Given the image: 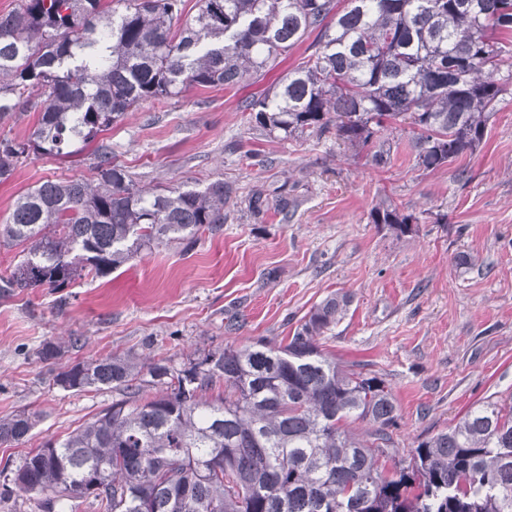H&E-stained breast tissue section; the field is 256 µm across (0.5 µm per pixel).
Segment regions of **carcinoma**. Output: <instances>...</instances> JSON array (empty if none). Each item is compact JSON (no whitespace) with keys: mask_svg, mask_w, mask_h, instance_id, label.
I'll return each instance as SVG.
<instances>
[{"mask_svg":"<svg viewBox=\"0 0 512 512\" xmlns=\"http://www.w3.org/2000/svg\"><path fill=\"white\" fill-rule=\"evenodd\" d=\"M21 0L0 16V119L33 110L19 141L0 133V182L29 154L69 158L90 143L92 177L47 180L20 195L0 240L22 258L0 292L61 290L106 277L145 250L192 244L224 227L230 190L147 189L99 135L142 103L188 86L228 87L323 30L322 51L288 73L252 118L283 138L333 129L381 164L382 134L410 122L416 166L433 171L477 151L512 71V0ZM270 206L263 193L249 207ZM372 223L397 237L413 218L377 205ZM350 297L315 306L286 344H227L179 366L110 355L56 375L65 389L107 386L115 399L64 440L16 466L10 490L70 499L97 512H512V397L486 401L418 444L392 474L399 407L386 380L324 352ZM371 425L357 439L347 421ZM35 416H0V443Z\"/></svg>","mask_w":512,"mask_h":512,"instance_id":"carcinoma-1","label":"carcinoma"}]
</instances>
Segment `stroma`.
I'll use <instances>...</instances> for the list:
<instances>
[{
  "label": "stroma",
  "mask_w": 512,
  "mask_h": 512,
  "mask_svg": "<svg viewBox=\"0 0 512 512\" xmlns=\"http://www.w3.org/2000/svg\"><path fill=\"white\" fill-rule=\"evenodd\" d=\"M321 47L320 31H309L237 84L143 103L104 132L146 187L221 178L236 196L223 231L193 247L159 246L59 292L0 296V415H37L26 440L0 444V469L111 406L110 388L57 385L68 366L127 352L179 365L231 343L278 341L333 293L352 302L322 344L384 375L399 406L400 455L484 401L512 396V95L500 98L479 150L432 172L416 166L407 125L380 165L332 134L282 139L254 128L250 105ZM89 174L76 156L30 155L0 183V225L21 194ZM257 190L295 206L256 219L248 198ZM382 203L416 217L414 232L398 238L373 224ZM461 255L471 265H457ZM47 342L64 355L41 361Z\"/></svg>",
  "instance_id": "obj_1"
}]
</instances>
